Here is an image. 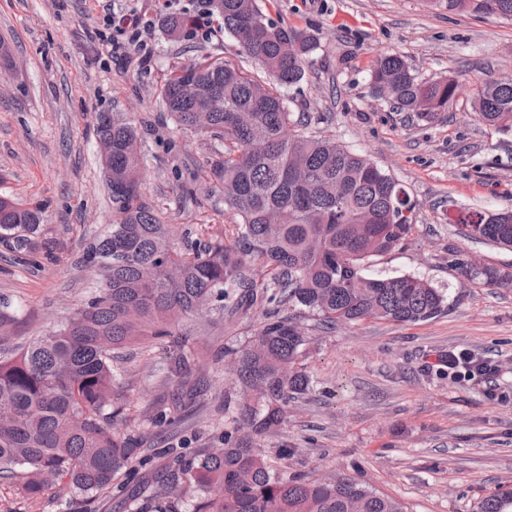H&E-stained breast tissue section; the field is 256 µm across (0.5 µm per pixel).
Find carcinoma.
<instances>
[{"label": "carcinoma", "instance_id": "cac0c4a2", "mask_svg": "<svg viewBox=\"0 0 512 512\" xmlns=\"http://www.w3.org/2000/svg\"><path fill=\"white\" fill-rule=\"evenodd\" d=\"M265 79L229 61L200 71L175 69L161 90L180 129L214 141L211 176L224 192L221 232L211 224L181 231L161 222L143 196V158L137 128L120 118L96 117L98 140L112 147L109 231L93 238L86 261L97 269L92 296L57 327L15 354L0 358V480H17L32 499L50 479L78 491L73 512H90L96 497L133 467L146 465L141 436L116 426L124 414L116 388V354L131 346L169 358L166 384L177 390L192 373L184 320L199 311L232 318L257 302L269 306L249 343L236 352L239 386L233 433L191 463L169 450L179 472L163 485L152 512H178L182 498L202 491L193 512H406L405 505L352 476L331 481L290 476L254 447V440L286 419L288 406L310 394L300 364L307 342L299 317L326 327L378 320L417 325L442 314L445 297L412 276L368 272V264L412 235L405 188L366 156L331 137L311 135L288 110L285 91L305 78L319 46L307 29L284 28L257 0H204ZM450 13L512 21V0H433ZM197 20L170 13L161 28L172 41L195 38ZM370 85L393 88L392 102L420 122L434 123L460 90L454 77L419 79L400 54L378 57ZM211 92L209 126L195 127V108ZM473 109L497 133L512 135V77L485 81ZM299 169L308 179L295 178ZM42 210L0 196V247L17 261L36 248ZM467 239L512 247V211L461 217ZM472 281L511 283L512 274L484 267ZM288 306L292 316L279 315ZM480 512H512V491L482 501Z\"/></svg>", "mask_w": 512, "mask_h": 512}]
</instances>
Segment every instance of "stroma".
Masks as SVG:
<instances>
[{"label":"stroma","instance_id":"1","mask_svg":"<svg viewBox=\"0 0 512 512\" xmlns=\"http://www.w3.org/2000/svg\"><path fill=\"white\" fill-rule=\"evenodd\" d=\"M145 11L149 63L138 55L112 60L92 39L102 8L86 0H0V195L40 206L39 248L15 263L0 248V297L15 320L0 349H19L80 305L97 284L82 256L107 231L112 203L103 184L97 113L133 121L144 158L145 196L167 224H221L224 193L209 169L210 140L186 134L169 119L159 90L172 67L224 58L243 64L234 39L212 25L208 34L173 43L163 33V0H103ZM285 27L316 30L321 45L288 106L310 132L367 154L397 179L414 205L415 231L370 272L427 280L446 297L437 318L412 325L364 321L318 331L302 363L314 391L292 403L285 422L256 446L286 457L289 474L339 473L393 496L407 512H479L485 497L512 491V287L478 285L463 265L512 272V248L467 240L464 212L512 209V137L491 132L474 116L473 95L487 79L512 72V22L448 13L428 0H260ZM406 57L422 79L456 77L461 90L444 119L417 121L372 95L370 69L382 53ZM264 311L218 327L188 321L200 393L174 406L160 382L161 358L131 353L122 395L131 427L143 437L148 464L139 494L112 491L97 512H138L171 471L159 445L179 448L184 461L224 445L238 392L226 369ZM466 349L497 366L493 381L448 368L449 353ZM165 412L167 424L153 418ZM71 495L46 485L34 500L0 483V512H69Z\"/></svg>","mask_w":512,"mask_h":512}]
</instances>
